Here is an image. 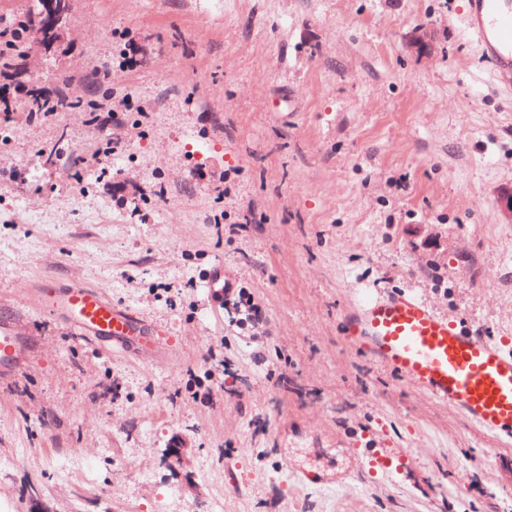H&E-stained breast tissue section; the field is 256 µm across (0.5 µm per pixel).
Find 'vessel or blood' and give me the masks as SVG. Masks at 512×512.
<instances>
[{
	"instance_id": "b4317fda",
	"label": "vessel or blood",
	"mask_w": 512,
	"mask_h": 512,
	"mask_svg": "<svg viewBox=\"0 0 512 512\" xmlns=\"http://www.w3.org/2000/svg\"><path fill=\"white\" fill-rule=\"evenodd\" d=\"M465 24L481 57L503 82L512 81V0H470ZM40 301L62 314L72 337L99 347L136 345L149 353L167 345L165 330L142 322L101 290L43 281ZM348 337L373 362L391 370L477 425L487 436L512 441V339L485 335L443 316L414 291L371 294L346 316ZM30 353L17 326L0 323V380L25 369Z\"/></svg>"
}]
</instances>
